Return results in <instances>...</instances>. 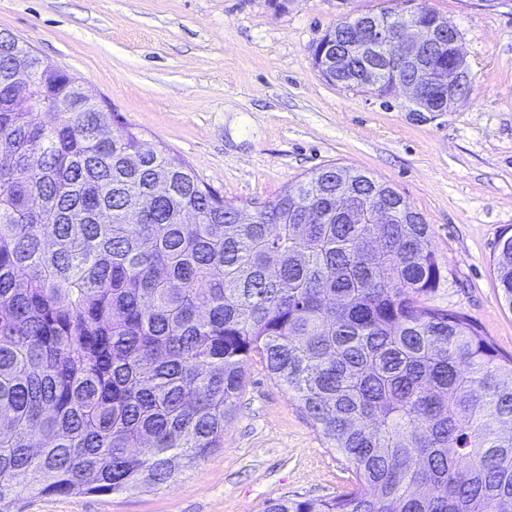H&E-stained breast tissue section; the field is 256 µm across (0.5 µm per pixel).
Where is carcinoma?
<instances>
[{"label": "carcinoma", "mask_w": 512, "mask_h": 512, "mask_svg": "<svg viewBox=\"0 0 512 512\" xmlns=\"http://www.w3.org/2000/svg\"><path fill=\"white\" fill-rule=\"evenodd\" d=\"M34 78L50 125L10 94ZM77 83L0 33V512L170 481L221 446L254 358L352 474L263 512H512V356L426 304L447 270L420 213L336 166L249 212ZM339 189L370 207L355 224ZM495 271L512 309V236Z\"/></svg>", "instance_id": "cac0c4a2"}]
</instances>
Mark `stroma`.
<instances>
[{
	"label": "stroma",
	"mask_w": 512,
	"mask_h": 512,
	"mask_svg": "<svg viewBox=\"0 0 512 512\" xmlns=\"http://www.w3.org/2000/svg\"><path fill=\"white\" fill-rule=\"evenodd\" d=\"M454 25L467 98L416 121L326 81L311 47L387 0H0V31L85 82L149 142L235 204L274 200L304 175L349 166L390 184L431 228L448 270L428 305L468 315L512 354L493 270L512 235V0H427ZM351 473L287 392L249 361L224 443L169 482L121 494L27 492L23 512H263L283 496L346 490Z\"/></svg>",
	"instance_id": "obj_1"
}]
</instances>
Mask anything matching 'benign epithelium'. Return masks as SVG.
<instances>
[{
    "label": "benign epithelium",
    "instance_id": "benign-epithelium-1",
    "mask_svg": "<svg viewBox=\"0 0 512 512\" xmlns=\"http://www.w3.org/2000/svg\"><path fill=\"white\" fill-rule=\"evenodd\" d=\"M358 19L361 23L351 29L349 41L350 46L367 55L362 76L364 82L376 81L380 72L378 59L389 47L392 52L387 57L388 65L397 73V87L411 94L416 119L433 120L465 97L472 75L461 51V36L453 25L444 20L429 24L399 17L384 21L365 14L350 17L347 22ZM446 42L453 48L452 56L445 65L444 74L435 82L428 69L418 62L435 57L439 47ZM336 214L355 222L360 218L361 209L350 194L343 193L336 196Z\"/></svg>",
    "mask_w": 512,
    "mask_h": 512
}]
</instances>
